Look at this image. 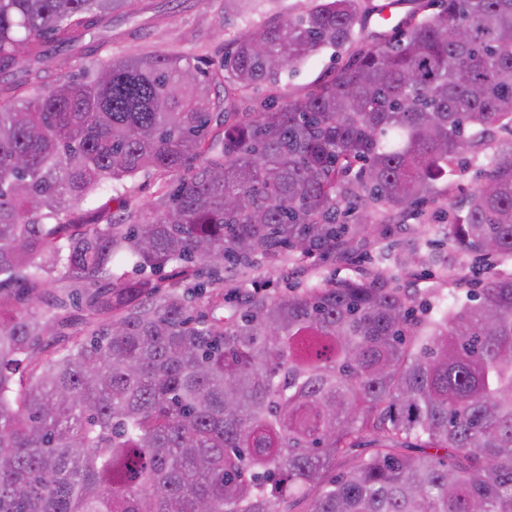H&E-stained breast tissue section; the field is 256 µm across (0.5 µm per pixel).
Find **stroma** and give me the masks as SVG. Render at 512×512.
<instances>
[{
	"mask_svg": "<svg viewBox=\"0 0 512 512\" xmlns=\"http://www.w3.org/2000/svg\"><path fill=\"white\" fill-rule=\"evenodd\" d=\"M384 0H361V24L352 44L341 48H325L300 65L286 68L276 85H258L249 95L264 99L274 95L297 99L317 82L332 78L352 52L373 45L378 35L390 33V26L379 24L375 12ZM167 13L164 24L157 25L148 16L138 19L140 36L131 37L126 25H117V37L112 52L117 56L147 52H184L191 60L209 66L224 56L227 48L239 36L259 26L280 24L285 17L306 14L311 0H281L275 7L225 15L224 0H157ZM512 142V131L498 129L484 140L478 154L464 153L462 163L448 180L439 182L434 202L409 211L400 222H392L387 212H379L369 231L355 236L351 246L338 247L330 254L313 253L297 262L288 256L268 258L256 256L250 268L224 274V296L227 306H237L250 291L274 296L293 294L323 281L340 282L348 279L373 278L381 272L392 273V287L409 291L414 297L415 312H422L436 297L465 294L484 281L488 270L481 260L461 250L444 246L439 250L437 266L421 262L408 263L407 251L418 245L417 230L421 224H444L448 221L449 203L461 202L482 182L479 160Z\"/></svg>",
	"mask_w": 512,
	"mask_h": 512,
	"instance_id": "stroma-1",
	"label": "stroma"
}]
</instances>
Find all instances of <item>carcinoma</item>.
<instances>
[{
    "instance_id": "1",
    "label": "carcinoma",
    "mask_w": 512,
    "mask_h": 512,
    "mask_svg": "<svg viewBox=\"0 0 512 512\" xmlns=\"http://www.w3.org/2000/svg\"><path fill=\"white\" fill-rule=\"evenodd\" d=\"M428 6L255 107L355 40L358 0H314L210 70L103 56L145 0H0V512H512V273L419 318L388 274L217 315L216 266L329 250L339 216L434 199L471 137L512 129V0ZM482 167L426 245L507 264L512 146ZM139 176L160 181L145 210ZM104 186L118 218L83 208ZM60 269L73 290L49 291ZM384 1L393 0H361V24L356 28L355 42L342 48H324L300 65L284 69L274 87L271 85H257L249 90L248 95L259 100L269 95H275L279 99L282 97H288V99L300 98L314 83L332 78L352 52L370 47L376 42L379 34H390L395 24L400 22L399 25L402 26V23L407 21L414 11H418L420 17L434 11L422 8L427 0H406L407 2L400 3V6L393 10L396 16L395 21L392 23V20H390L388 25H382L377 22L378 16L373 14L379 5L385 3Z\"/></svg>"
}]
</instances>
